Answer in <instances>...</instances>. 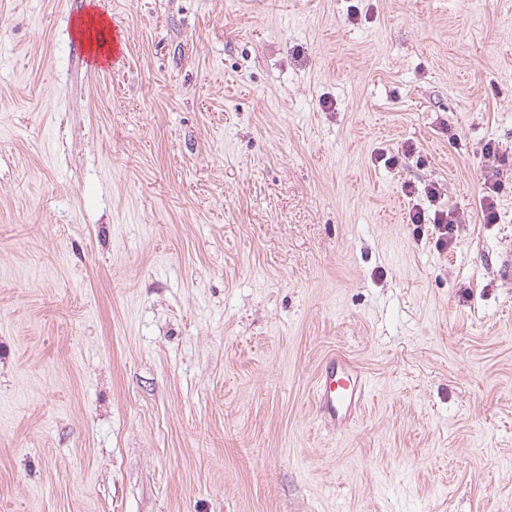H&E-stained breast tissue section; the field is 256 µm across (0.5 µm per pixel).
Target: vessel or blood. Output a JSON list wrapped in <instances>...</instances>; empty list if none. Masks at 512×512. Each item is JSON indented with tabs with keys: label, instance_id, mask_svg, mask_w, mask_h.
<instances>
[{
	"label": "vessel or blood",
	"instance_id": "b4317fda",
	"mask_svg": "<svg viewBox=\"0 0 512 512\" xmlns=\"http://www.w3.org/2000/svg\"><path fill=\"white\" fill-rule=\"evenodd\" d=\"M368 396V382L359 366L336 354L322 366L317 380L315 401L321 419L336 425L362 409Z\"/></svg>",
	"mask_w": 512,
	"mask_h": 512
}]
</instances>
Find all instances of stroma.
Wrapping results in <instances>:
<instances>
[{"label": "stroma", "mask_w": 512, "mask_h": 512, "mask_svg": "<svg viewBox=\"0 0 512 512\" xmlns=\"http://www.w3.org/2000/svg\"><path fill=\"white\" fill-rule=\"evenodd\" d=\"M489 143L512 0H0V512H512ZM333 353L370 390L331 429ZM93 28V29H92ZM80 33L87 38L92 49L106 55L110 60L112 58V25L103 16H96L88 14V20L80 18L79 22ZM89 32V33H88ZM105 42L104 46L99 43ZM485 158L492 163L491 174L484 179L481 196L479 198L480 216L483 223L493 224L498 219L496 199L505 183L500 178V166L504 159L492 144L487 145L484 152ZM465 221L464 213H460L454 207H439L433 211L432 215H426L424 208H420L418 204L413 207V211L409 213V223L411 224H432L436 232V244L446 249L452 242L454 224H462Z\"/></svg>", "instance_id": "obj_1"}]
</instances>
